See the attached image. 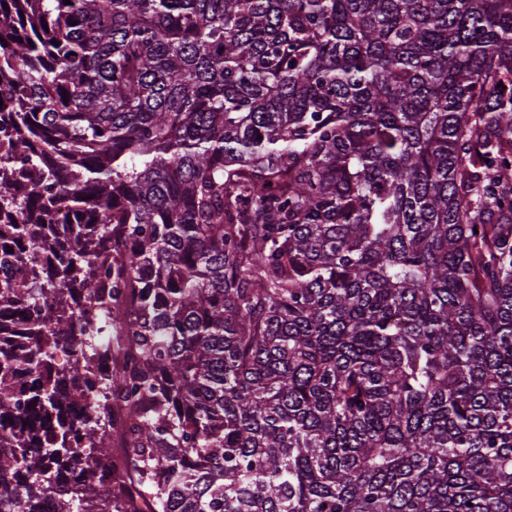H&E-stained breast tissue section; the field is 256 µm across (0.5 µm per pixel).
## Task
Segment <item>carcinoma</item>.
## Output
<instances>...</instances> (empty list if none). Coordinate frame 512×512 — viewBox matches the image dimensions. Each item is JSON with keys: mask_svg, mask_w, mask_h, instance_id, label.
<instances>
[{"mask_svg": "<svg viewBox=\"0 0 512 512\" xmlns=\"http://www.w3.org/2000/svg\"><path fill=\"white\" fill-rule=\"evenodd\" d=\"M0 100V512H512V0H0Z\"/></svg>", "mask_w": 512, "mask_h": 512, "instance_id": "carcinoma-1", "label": "carcinoma"}]
</instances>
